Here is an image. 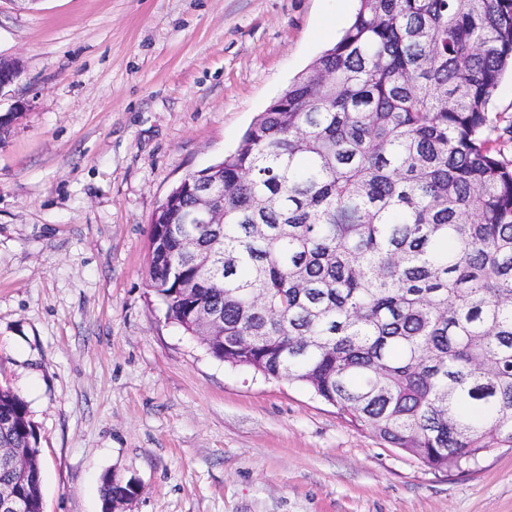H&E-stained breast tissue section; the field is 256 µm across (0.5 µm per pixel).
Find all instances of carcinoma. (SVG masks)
<instances>
[{
  "mask_svg": "<svg viewBox=\"0 0 512 512\" xmlns=\"http://www.w3.org/2000/svg\"><path fill=\"white\" fill-rule=\"evenodd\" d=\"M358 2L209 166L224 223H192L187 190L157 207L149 288L213 357L307 387L430 470L471 473L512 448V163L489 116L512 0ZM186 235L211 268L182 257ZM208 308L224 337L198 323ZM4 419L0 446L28 472L0 461V487L42 512L37 434L0 385ZM129 492L103 478L104 505Z\"/></svg>",
  "mask_w": 512,
  "mask_h": 512,
  "instance_id": "cac0c4a2",
  "label": "carcinoma"
}]
</instances>
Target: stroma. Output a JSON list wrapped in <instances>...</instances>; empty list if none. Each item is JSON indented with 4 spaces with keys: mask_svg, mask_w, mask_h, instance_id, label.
<instances>
[{
    "mask_svg": "<svg viewBox=\"0 0 512 512\" xmlns=\"http://www.w3.org/2000/svg\"><path fill=\"white\" fill-rule=\"evenodd\" d=\"M357 0H0V384L43 512H512V450L433 472L307 388L232 367L148 286L150 219L236 148ZM131 486L133 489L132 495L127 496L123 501L117 503V507H115L113 511L121 508V506L132 501L136 497L138 491L136 482L132 480ZM131 486L128 480L121 481L112 476H105L102 482V500L104 507L112 504V502L114 503L115 501H119L126 495V493H131Z\"/></svg>",
    "mask_w": 512,
    "mask_h": 512,
    "instance_id": "stroma-1",
    "label": "stroma"
}]
</instances>
